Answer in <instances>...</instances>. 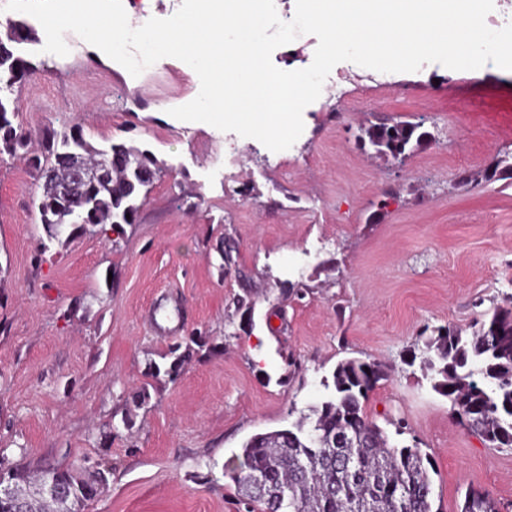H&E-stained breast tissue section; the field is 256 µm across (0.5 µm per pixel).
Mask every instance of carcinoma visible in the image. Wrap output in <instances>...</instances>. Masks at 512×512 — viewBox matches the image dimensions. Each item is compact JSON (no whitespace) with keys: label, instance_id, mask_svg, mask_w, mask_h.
Masks as SVG:
<instances>
[{"label":"carcinoma","instance_id":"obj_1","mask_svg":"<svg viewBox=\"0 0 512 512\" xmlns=\"http://www.w3.org/2000/svg\"><path fill=\"white\" fill-rule=\"evenodd\" d=\"M34 40L20 20L7 23L0 38V155H29L38 169L42 192L40 221L50 242L61 246L92 226L109 236L136 222L139 201L146 197L159 172L148 150L124 143L99 149L80 131L36 138L14 126L15 86L28 80L35 67L17 46ZM379 154L397 158L407 146L421 145L430 133L409 122H382L364 129ZM110 175L94 178L74 192L63 188L70 165ZM512 180V164L471 172L468 181ZM422 363L433 373L432 388L448 398L453 416L468 430L499 448H512V308L497 307L477 320L472 334L441 328L424 342ZM385 367L374 361L344 360L333 372V389L314 419L303 416L290 427L251 436L236 456L232 479L262 512H433V468L418 446H398L363 404ZM60 476L59 490L46 479ZM107 470L46 468L35 473L0 465V512H85L88 487L101 488ZM460 512H499L489 493L470 487Z\"/></svg>","mask_w":512,"mask_h":512}]
</instances>
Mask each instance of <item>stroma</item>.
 Returning <instances> with one entry per match:
<instances>
[{"label":"stroma","mask_w":512,"mask_h":512,"mask_svg":"<svg viewBox=\"0 0 512 512\" xmlns=\"http://www.w3.org/2000/svg\"><path fill=\"white\" fill-rule=\"evenodd\" d=\"M35 33L14 124L77 127L102 149L151 151L162 171L122 234L62 248L40 224L35 171L0 157V460L105 463L85 512H250L231 473L243 442L320 406L340 361L374 360L388 374L365 413L403 426L396 444L420 442L442 512L470 486L512 512V448L459 426L420 360L437 329L467 335L512 307V188L457 181L512 163V126L496 119L512 113V71L429 63L384 88L344 82L273 152L170 116L200 88L182 61L134 77L79 38L44 52ZM383 118L431 138L377 155L357 138ZM193 336L213 350L192 349L175 381L153 376Z\"/></svg>","instance_id":"stroma-1"}]
</instances>
